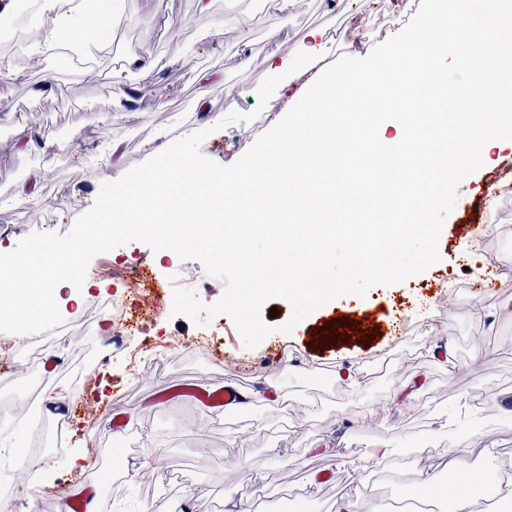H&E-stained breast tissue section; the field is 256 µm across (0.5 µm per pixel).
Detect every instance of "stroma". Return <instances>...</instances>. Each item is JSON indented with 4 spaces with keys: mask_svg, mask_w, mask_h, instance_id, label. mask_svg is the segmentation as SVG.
<instances>
[{
    "mask_svg": "<svg viewBox=\"0 0 512 512\" xmlns=\"http://www.w3.org/2000/svg\"><path fill=\"white\" fill-rule=\"evenodd\" d=\"M420 0H295L289 15L264 10L259 0H211L199 14L196 0H119L121 29L108 54L121 64L150 58L152 69L123 71L133 98L116 93L110 68H59L50 59L23 67L15 83L0 86V228L8 236L0 250L10 251L34 231L66 233L93 204L102 182L120 178L131 167L162 151L173 139L207 128L203 154L222 165L235 163L252 145L257 131L272 126L292 106L289 95L275 93L250 123L218 129L229 112L257 111V88L268 75L267 58L287 56L304 73L292 86L302 93L313 74L340 55L366 56L392 36L417 11ZM285 25L281 44L266 39L270 27ZM315 27L328 40L310 57L299 44ZM251 41L248 67L238 65L237 34ZM179 42V54L170 51ZM208 71L212 80H198ZM55 86L45 89V76ZM73 138L80 160L59 164L40 150L41 142ZM512 165V149L491 148L483 167L466 177L443 227L441 259L424 272L391 286L372 287L366 296L334 299L295 325L282 327L293 314L283 298L266 302L263 321L275 327L284 345L280 364L268 360V345L235 348L239 331L228 316L208 327L168 306L142 311L141 297L120 280L112 289L136 313L122 346L109 347V335L93 330L94 351L109 349L79 393L71 374L79 354L71 337L46 332L35 350L20 348L14 334L0 332V475H8L16 494L8 512H71L58 495L73 479L68 454L89 457L93 447H111L118 432L127 445L163 449L162 465L145 458L133 464L134 477L111 482L101 491L110 512H209L212 504L230 512L247 503L250 512H342L351 492L353 469L367 455L381 456L365 471L363 494L354 512H445L442 503L417 504L399 498L401 485L424 472L447 481L454 470L448 451L466 445L459 459L464 472L498 471L512 455V315L502 301L512 294V193L486 202L491 176ZM29 181L32 200L17 203L14 190ZM136 258L156 284L179 277L198 300L215 305L226 282L210 276L196 260L152 252L140 242L113 251ZM493 281L494 293L478 295L477 285ZM372 316L382 327L379 340L340 343L327 337L335 314ZM323 331L319 347L309 338ZM177 341L178 353L162 349ZM451 344L453 359H438V345ZM224 362L212 363L214 354ZM58 361L56 373L40 394L29 387L37 358ZM252 362L248 401L234 410L208 409L178 389L194 380L215 390L231 382V360ZM361 366L359 389L336 379L338 369ZM70 413L66 445L42 462L41 473L27 478L12 465L37 422L51 411Z\"/></svg>",
    "mask_w": 512,
    "mask_h": 512,
    "instance_id": "1",
    "label": "stroma"
}]
</instances>
